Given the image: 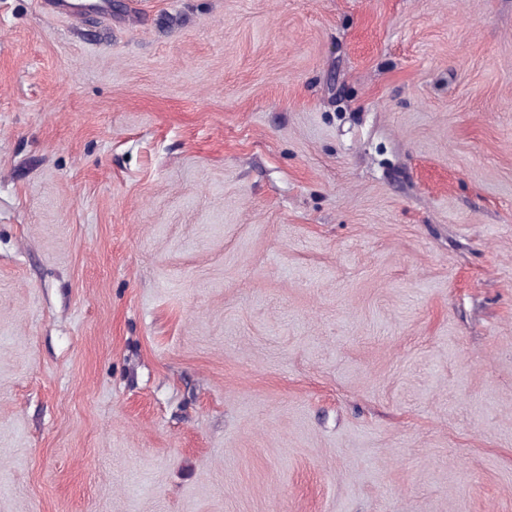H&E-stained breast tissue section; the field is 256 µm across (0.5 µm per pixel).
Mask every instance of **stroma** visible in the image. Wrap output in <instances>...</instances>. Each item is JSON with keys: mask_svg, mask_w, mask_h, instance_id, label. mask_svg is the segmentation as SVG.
<instances>
[{"mask_svg": "<svg viewBox=\"0 0 512 512\" xmlns=\"http://www.w3.org/2000/svg\"><path fill=\"white\" fill-rule=\"evenodd\" d=\"M0 0V512H512V0Z\"/></svg>", "mask_w": 512, "mask_h": 512, "instance_id": "1", "label": "stroma"}]
</instances>
